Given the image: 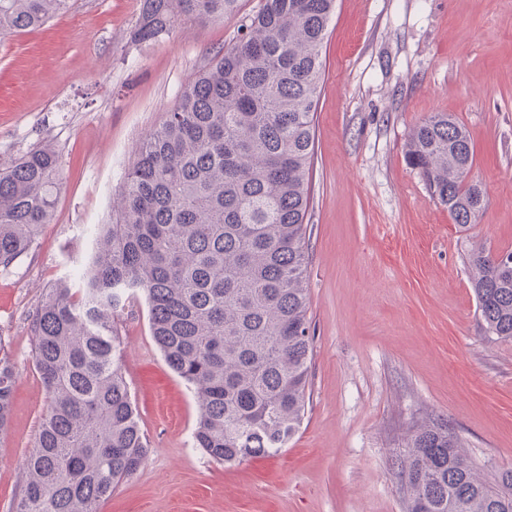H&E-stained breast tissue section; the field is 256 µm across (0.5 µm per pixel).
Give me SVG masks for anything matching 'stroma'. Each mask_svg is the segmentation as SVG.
Returning a JSON list of instances; mask_svg holds the SVG:
<instances>
[{
  "label": "stroma",
  "instance_id": "obj_1",
  "mask_svg": "<svg viewBox=\"0 0 512 512\" xmlns=\"http://www.w3.org/2000/svg\"><path fill=\"white\" fill-rule=\"evenodd\" d=\"M262 0L130 39L143 0H69L0 35V162L49 142L62 185L34 247L0 268V343L16 364L0 438V512L24 486L49 402L27 319L86 264L132 147ZM314 114L307 215L313 353L305 416L276 455L224 464L195 448L198 407L137 300L116 319L150 450L99 512H403L392 464L416 426L447 424L485 476L512 467V340L487 334L468 258L512 249V0H336ZM455 116L484 189L454 224L407 162L411 136Z\"/></svg>",
  "mask_w": 512,
  "mask_h": 512
}]
</instances>
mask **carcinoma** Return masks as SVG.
<instances>
[{
  "mask_svg": "<svg viewBox=\"0 0 512 512\" xmlns=\"http://www.w3.org/2000/svg\"><path fill=\"white\" fill-rule=\"evenodd\" d=\"M67 0H0V31L40 26ZM239 0H143L134 38ZM335 0H263L246 33L199 71L135 149L83 272L49 289L30 319L50 411L12 512H98L148 452L119 363L115 317L144 298L151 334L199 409L196 447L227 464L269 456L298 432L312 356L305 251L314 112ZM462 227L483 214L466 127L445 112L407 151ZM61 185L48 143L0 163V266L50 223ZM486 329L512 339V250L469 256ZM15 364L0 347V435ZM405 512H512V468L483 476L448 427L416 430L397 460Z\"/></svg>",
  "mask_w": 512,
  "mask_h": 512,
  "instance_id": "obj_1",
  "label": "carcinoma"
}]
</instances>
